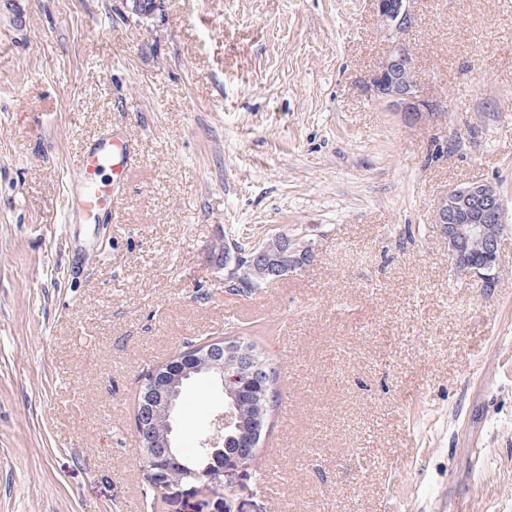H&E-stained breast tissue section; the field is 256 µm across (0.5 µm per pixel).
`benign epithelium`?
<instances>
[{"label": "benign epithelium", "mask_w": 512, "mask_h": 512, "mask_svg": "<svg viewBox=\"0 0 512 512\" xmlns=\"http://www.w3.org/2000/svg\"><path fill=\"white\" fill-rule=\"evenodd\" d=\"M387 51L379 69L370 78L367 90L374 99L391 112L400 113L406 122L415 124L431 117L438 104L425 98L420 88L418 72L408 52L407 35L416 25L413 0H371ZM132 15L141 18L154 16L163 7V0H125ZM434 223L440 225L448 241L450 266L469 277L479 288L490 287L497 278V265L505 226L501 193L491 182H474L454 188L439 203ZM282 252L293 259L288 268L262 251L252 254L251 260L268 266L274 280L293 271L309 256V247L299 237H285ZM194 367L172 369L160 388L157 403L136 402V431L140 440L151 447L153 464L151 479L161 492L178 485L170 477L171 465L180 454L173 438V425L164 432L149 430L154 418L175 419L181 388L191 375L204 370L221 380L224 369L242 362L233 346L219 340L200 345L192 358ZM240 390L224 392V412L213 422V432L204 442L203 456L211 462L199 470L194 482L219 492L223 489L224 471L240 463L254 460L260 440V425L246 422L241 414Z\"/></svg>", "instance_id": "benign-epithelium-1"}]
</instances>
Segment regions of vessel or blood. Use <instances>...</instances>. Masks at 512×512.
Listing matches in <instances>:
<instances>
[{
	"instance_id": "1",
	"label": "vessel or blood",
	"mask_w": 512,
	"mask_h": 512,
	"mask_svg": "<svg viewBox=\"0 0 512 512\" xmlns=\"http://www.w3.org/2000/svg\"><path fill=\"white\" fill-rule=\"evenodd\" d=\"M138 155L131 136L102 133L74 166V185L67 199L71 215L80 221L100 222L104 215L119 216L127 171Z\"/></svg>"
}]
</instances>
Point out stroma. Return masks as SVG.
<instances>
[{
	"label": "stroma",
	"mask_w": 512,
	"mask_h": 512,
	"mask_svg": "<svg viewBox=\"0 0 512 512\" xmlns=\"http://www.w3.org/2000/svg\"><path fill=\"white\" fill-rule=\"evenodd\" d=\"M414 7L441 110L411 125L366 89L371 0H164L141 23L122 0H0V512H215L196 483L144 497L133 412L150 368L230 325L280 376L231 512H512V0ZM107 127L139 144L120 222L65 225ZM477 181L506 218L484 289L433 222ZM228 233L310 256L239 293ZM223 408L192 388L183 454Z\"/></svg>",
	"instance_id": "35a3bbf8"
}]
</instances>
